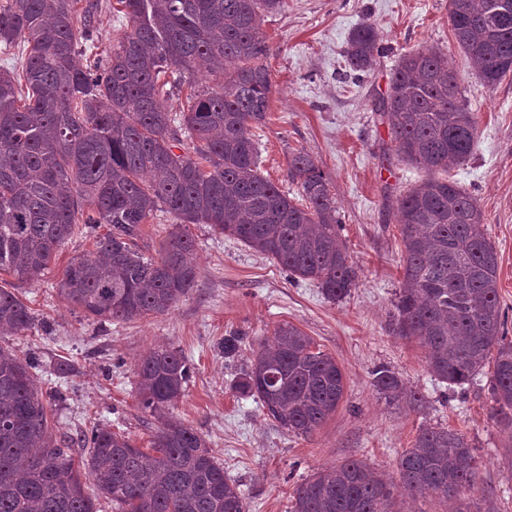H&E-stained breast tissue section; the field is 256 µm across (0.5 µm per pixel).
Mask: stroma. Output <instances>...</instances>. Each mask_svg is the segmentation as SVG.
I'll return each mask as SVG.
<instances>
[{"label": "stroma", "instance_id": "35a3bbf8", "mask_svg": "<svg viewBox=\"0 0 512 512\" xmlns=\"http://www.w3.org/2000/svg\"><path fill=\"white\" fill-rule=\"evenodd\" d=\"M368 24L379 34L381 52L372 70L356 78L344 52L350 33ZM261 32L269 46L272 95L266 122L255 131L259 170L295 197L288 159L296 150L314 158L328 179L341 238L357 268L350 292L327 299L318 284L291 280L267 256L210 225L193 224V290L167 315L104 326L58 294L69 260L94 247L93 235L78 233L37 283L0 276V286L17 288L34 316L30 330L0 339V347L36 365L44 394H63L53 419L61 433L73 436L100 421L144 449L153 424L139 407L135 365L159 345L181 350L192 372L173 414L205 439L238 484L247 512H290L297 483L347 459L397 480L399 456L423 427L455 429L475 446L478 479L461 495L471 512L490 504L496 512H512V456L506 454L512 433L494 417L487 392L476 384L457 391L438 383L418 344L393 332L402 278L397 200L424 173L401 159L378 113L403 55L427 48L447 55L478 121L471 156L450 176L486 216L499 258L500 299L512 314V75L483 85L453 37L448 0H285L280 11L263 17ZM282 323L311 336L346 377L336 413L309 437L279 428L233 388L253 351ZM232 332L241 343L228 359L221 344ZM62 357L76 369L64 379L53 370ZM381 366L423 396L424 407L379 393L373 372Z\"/></svg>", "mask_w": 512, "mask_h": 512}]
</instances>
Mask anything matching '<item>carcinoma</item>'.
Wrapping results in <instances>:
<instances>
[{"label":"carcinoma","instance_id":"carcinoma-1","mask_svg":"<svg viewBox=\"0 0 512 512\" xmlns=\"http://www.w3.org/2000/svg\"><path fill=\"white\" fill-rule=\"evenodd\" d=\"M80 2L0 0V51L26 50L22 71L0 69V274L33 283L77 225L92 233L105 224L94 249L69 261L60 296L101 324L164 315L197 281L188 225L209 224L277 262L288 278L315 281L332 300L347 295L357 270L323 171L305 151L292 153L288 175L299 202L259 172L252 128L265 121L272 88L261 17L285 0H116L127 30L83 66L77 57L97 38L99 0ZM494 2L449 0L448 11L458 47L489 86L512 73V17L490 21ZM379 52L377 31L357 28L346 50L350 71L370 72ZM202 68L217 86L191 91L176 126L161 97L180 86L177 73ZM379 111L401 158L425 172L398 200L396 335L424 348L441 383L462 388L492 368L493 410L512 430V340L498 254L475 196L448 179L473 151L476 115L436 50L401 59ZM182 131L195 141L192 156L174 152ZM160 209L180 223L147 256L141 225ZM32 324L31 308L0 286V338ZM268 371L279 374L277 383L266 381ZM190 373L182 351L150 350L135 374L139 405L155 422L152 453L95 422L77 435L87 449L77 462L70 440L54 433L29 362L0 347V512H96L88 480L116 512H246L202 437L173 416ZM373 385L421 403L386 367L374 371ZM234 388L279 427L309 437L336 413L345 375L284 323ZM398 472L394 484L346 460L297 484L292 512H394L397 487L412 498L457 501L476 483L478 458L458 431L426 427L401 453Z\"/></svg>","mask_w":512,"mask_h":512}]
</instances>
